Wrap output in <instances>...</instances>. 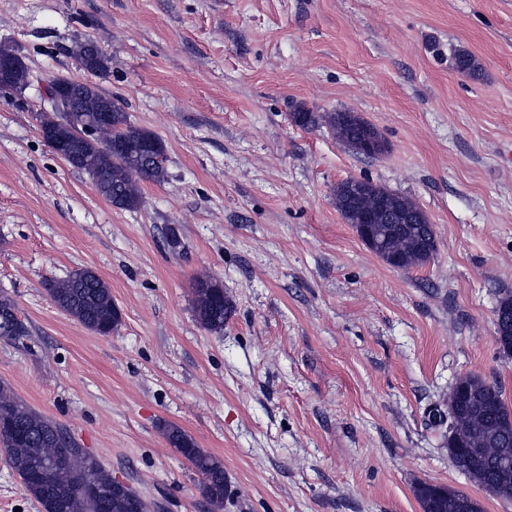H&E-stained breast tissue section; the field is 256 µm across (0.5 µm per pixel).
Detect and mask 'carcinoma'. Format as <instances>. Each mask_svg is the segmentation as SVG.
I'll return each mask as SVG.
<instances>
[{
    "mask_svg": "<svg viewBox=\"0 0 512 512\" xmlns=\"http://www.w3.org/2000/svg\"><path fill=\"white\" fill-rule=\"evenodd\" d=\"M72 54L84 70L104 78L110 71L109 58L95 53L88 42L76 43ZM0 59L15 62L12 73L14 89L29 84L28 69L7 46H0ZM456 69L477 77L481 63L469 52L460 50L455 56ZM63 109L52 107L39 113L45 140L64 145L67 160L73 168L88 174L99 193L112 206L136 210L142 203L139 182H161L165 179V148L151 131L138 128L118 100L92 83L67 79ZM292 122L304 129L325 123L342 142H347L353 128L345 113H318L299 106L290 113ZM412 214L423 209L415 202L377 186ZM375 205L371 194L339 202V211L347 221L368 212ZM385 237L374 253L386 264L408 269L426 263L436 250L431 224H406L404 233H390L392 225H373ZM218 279L209 274L195 278L193 311L197 321L211 332L224 331V324L234 313L232 299L224 289L215 288ZM45 290L54 304L86 329L99 335H110L121 324L120 312L112 301L109 285L90 269L48 280ZM494 312V328L500 349L512 354V294L498 300ZM29 335L26 324L16 314L14 300L0 294V338L19 341ZM469 402L461 404L450 395L448 411L435 407L432 420L437 426L451 419L458 435V448L471 451L468 474L478 487L506 501L512 500V483L502 474L512 469V409L503 398L501 388L475 376L466 381ZM169 445L176 449L195 469L203 495L213 508H224L227 478L224 463L196 442L181 428L164 429ZM0 450L5 461L21 478L23 487L43 512H149L148 504L130 488L120 487L106 466L69 435L64 428L31 409L4 383H0ZM92 484L97 494L89 496L84 486ZM422 512H483L480 504L468 494L448 487L436 489L430 483H419L414 489Z\"/></svg>",
    "mask_w": 512,
    "mask_h": 512,
    "instance_id": "obj_1",
    "label": "carcinoma"
}]
</instances>
